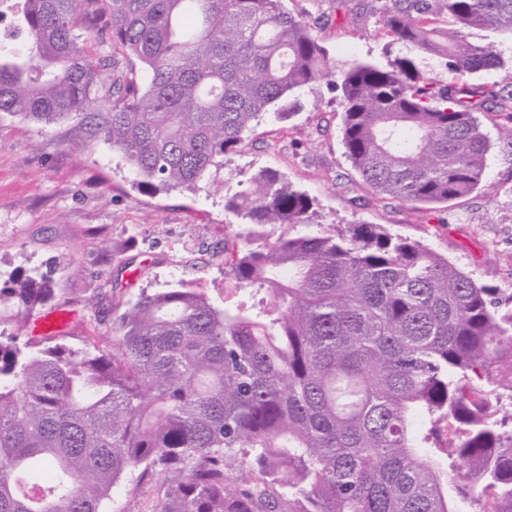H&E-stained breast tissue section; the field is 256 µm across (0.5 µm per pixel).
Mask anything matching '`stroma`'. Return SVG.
Returning a JSON list of instances; mask_svg holds the SVG:
<instances>
[{"label":"stroma","instance_id":"stroma-1","mask_svg":"<svg viewBox=\"0 0 512 512\" xmlns=\"http://www.w3.org/2000/svg\"><path fill=\"white\" fill-rule=\"evenodd\" d=\"M315 28L336 64H387L400 55L376 33L374 16L320 0ZM342 106L332 81L306 90L287 120L254 126L241 152L190 190L147 192L122 157L89 137L83 117L45 125L0 119V280L53 274L57 297L45 311L69 312L66 344L79 348L112 327L116 306L141 291L202 289L214 306L258 310L262 293L237 288L228 271L242 223L225 207L262 167L276 170L312 201L314 228L378 224L448 256L477 282L512 289V148L484 124L492 148L483 187L430 207L377 200L343 155ZM102 289L99 312L86 299ZM152 484L114 488L105 512H154Z\"/></svg>","mask_w":512,"mask_h":512}]
</instances>
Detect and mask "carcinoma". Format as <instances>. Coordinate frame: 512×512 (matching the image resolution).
<instances>
[{
	"label": "carcinoma",
	"mask_w": 512,
	"mask_h": 512,
	"mask_svg": "<svg viewBox=\"0 0 512 512\" xmlns=\"http://www.w3.org/2000/svg\"><path fill=\"white\" fill-rule=\"evenodd\" d=\"M371 3L406 55L340 69L345 158L384 199L472 193L491 149L477 114L512 148V83L471 80L504 67L471 35L512 36V0ZM94 4L143 76L85 52ZM0 15V117L88 113L147 190L206 179L332 72L312 12L283 0H0ZM225 208L249 224L228 275L270 306L144 290L83 348L0 341V512H104L124 479L158 486L155 512H512V297L374 224L312 230L308 196L269 168ZM54 298L44 277L0 286V324ZM441 421L457 440L432 447Z\"/></svg>",
	"instance_id": "cac0c4a2"
}]
</instances>
